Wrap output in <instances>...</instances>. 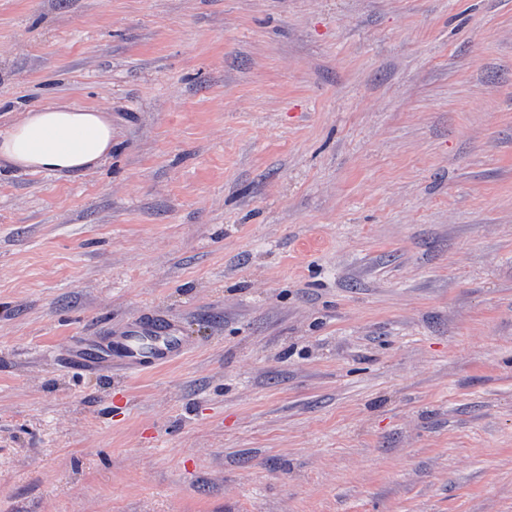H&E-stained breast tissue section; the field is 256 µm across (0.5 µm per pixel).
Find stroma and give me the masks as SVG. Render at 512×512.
Returning a JSON list of instances; mask_svg holds the SVG:
<instances>
[{
	"label": "stroma",
	"instance_id": "35a3bbf8",
	"mask_svg": "<svg viewBox=\"0 0 512 512\" xmlns=\"http://www.w3.org/2000/svg\"><path fill=\"white\" fill-rule=\"evenodd\" d=\"M52 104L112 156L0 169V512H512V0H0ZM98 337L101 343L96 352L86 349L85 338L76 340L67 353L68 364L96 371L117 369L130 375L171 364L191 347L176 321L153 313H142Z\"/></svg>",
	"mask_w": 512,
	"mask_h": 512
}]
</instances>
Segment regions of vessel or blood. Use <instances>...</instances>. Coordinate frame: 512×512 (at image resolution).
Listing matches in <instances>:
<instances>
[{
    "mask_svg": "<svg viewBox=\"0 0 512 512\" xmlns=\"http://www.w3.org/2000/svg\"><path fill=\"white\" fill-rule=\"evenodd\" d=\"M191 342L179 324L153 313H143L124 326L103 336L97 351H90L86 340L74 342L68 364L88 370H119L137 374L171 364L181 358Z\"/></svg>",
    "mask_w": 512,
    "mask_h": 512,
    "instance_id": "1",
    "label": "vessel or blood"
}]
</instances>
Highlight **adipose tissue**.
Returning a JSON list of instances; mask_svg holds the SVG:
<instances>
[{"label": "adipose tissue", "instance_id": "adipose-tissue-1", "mask_svg": "<svg viewBox=\"0 0 512 512\" xmlns=\"http://www.w3.org/2000/svg\"><path fill=\"white\" fill-rule=\"evenodd\" d=\"M112 155V120L93 109L29 110L0 130V166L22 171L80 173Z\"/></svg>", "mask_w": 512, "mask_h": 512}]
</instances>
